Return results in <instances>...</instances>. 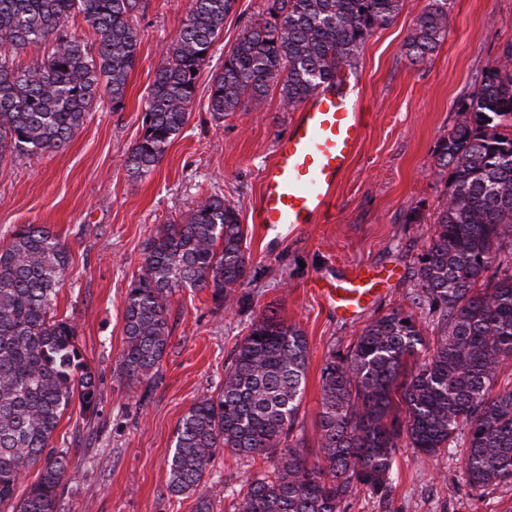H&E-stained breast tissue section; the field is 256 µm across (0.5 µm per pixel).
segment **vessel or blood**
Masks as SVG:
<instances>
[{
  "mask_svg": "<svg viewBox=\"0 0 512 512\" xmlns=\"http://www.w3.org/2000/svg\"><path fill=\"white\" fill-rule=\"evenodd\" d=\"M366 127L362 105L344 85L319 89L307 98L265 170L258 222L277 232L321 222ZM372 293L371 279L358 268L332 283L325 296L337 310L354 313Z\"/></svg>",
  "mask_w": 512,
  "mask_h": 512,
  "instance_id": "obj_1",
  "label": "vessel or blood"
}]
</instances>
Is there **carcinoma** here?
I'll list each match as a JSON object with an SVG mask.
<instances>
[{
	"label": "carcinoma",
	"mask_w": 512,
	"mask_h": 512,
	"mask_svg": "<svg viewBox=\"0 0 512 512\" xmlns=\"http://www.w3.org/2000/svg\"><path fill=\"white\" fill-rule=\"evenodd\" d=\"M212 77L207 110L222 118L274 88L297 108L358 61L372 31L404 0H267ZM236 0H192L165 64L150 88L129 170L149 173L189 120L198 77ZM145 0H0V163L57 152L83 126L100 90L123 107L141 43L136 14ZM80 16L89 35L65 22ZM448 26L443 0L416 18L409 56L421 62ZM48 41L52 52L25 66L15 56ZM462 119L436 147L449 186L418 257L412 308L370 322L321 369L322 460L308 462L288 442L306 379L308 340L275 314L252 323L225 368L224 386L198 398L179 421L166 462L168 488L199 487L216 454L262 457L271 469L239 492L238 512H343L355 487L388 492L393 451L404 437L427 454L466 438L463 468L471 488L512 482V387L493 384L512 360V268L494 266L512 232V70L498 63L464 99ZM235 205L203 199L187 218L148 240L125 300L121 374L133 385L159 368L170 340L168 296L208 289L215 305L234 299L250 256ZM70 267L65 242L41 224H23L0 246V505L10 512H60V491L79 465L51 441L74 402L96 405L93 372L77 329L55 312ZM440 312L443 335L424 362L414 309ZM33 467L36 481L19 484Z\"/></svg>",
	"instance_id": "obj_1"
}]
</instances>
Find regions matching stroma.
Segmentation results:
<instances>
[{
	"instance_id": "35a3bbf8",
	"label": "stroma",
	"mask_w": 512,
	"mask_h": 512,
	"mask_svg": "<svg viewBox=\"0 0 512 512\" xmlns=\"http://www.w3.org/2000/svg\"><path fill=\"white\" fill-rule=\"evenodd\" d=\"M430 0L403 9L365 41L355 69L369 114L365 138L341 178L324 223L286 234L253 221L261 173L291 117L278 91L259 104L215 118L205 90L247 21L266 0H236L210 51L201 88L182 132L153 170L132 177L130 150L165 49L176 38L191 0H148L136 23L139 58L122 109L101 97L82 128L59 151L0 166V244L21 224H46L65 241L70 269L56 297L57 313L77 328L81 353L96 378L93 410L63 415L55 450L80 465L61 491V512H195L206 496L212 512H238L243 489L263 458L217 454L197 492L167 486L166 460L182 416L224 384V366L262 311H275L308 339V367L291 433L308 460L320 455V370L332 350L348 346L375 318L408 306L417 259L441 205L447 170L438 168L439 139L458 122L461 100L482 73L512 48V0H446L448 29L425 61L406 42ZM212 194L240 214L250 274L238 302L215 306L210 291L180 288L169 298L171 339L152 378L129 386L119 373L128 286L146 241ZM367 267L384 279L357 317L346 319L321 297L319 281ZM463 440L427 455L398 441L387 495L355 489L345 512H512V482L473 490L463 470Z\"/></svg>"
}]
</instances>
